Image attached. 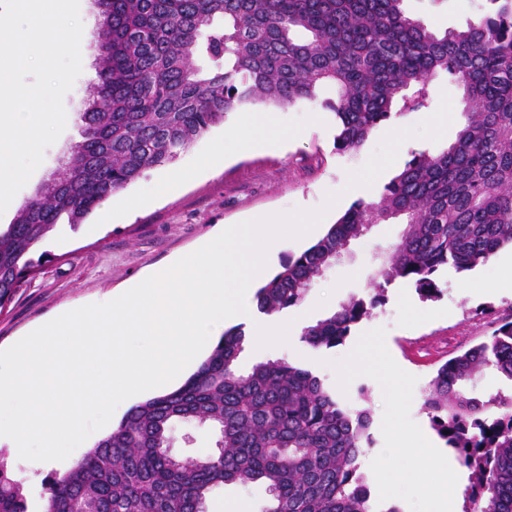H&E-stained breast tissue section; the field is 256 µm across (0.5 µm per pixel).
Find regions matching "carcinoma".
<instances>
[{
  "mask_svg": "<svg viewBox=\"0 0 512 512\" xmlns=\"http://www.w3.org/2000/svg\"><path fill=\"white\" fill-rule=\"evenodd\" d=\"M404 0H97V81L85 88L81 137L66 172L0 228V312L49 257L60 224L75 229L100 203L173 162L210 128L256 103L322 101L338 119L337 152L379 124L431 104L432 81L461 92L462 125L447 149L420 152L379 200L352 204L326 233L256 292L274 314L298 307L366 226L399 218L406 231L374 292L303 328L332 349L385 303L402 279L421 296L445 268L472 270L512 245V0L462 28L437 31ZM241 328L224 331L175 390L131 406L69 470L42 480L40 512H207L224 484L266 485L263 512H374L359 457L371 415L342 404L312 371L280 358L243 371ZM512 381V315L452 356L429 381L424 409L471 472L473 512H512V392L474 391L484 371ZM178 425L215 436L202 458L172 453ZM492 435H487V432ZM0 512H32L23 480L0 456Z\"/></svg>",
  "mask_w": 512,
  "mask_h": 512,
  "instance_id": "obj_1",
  "label": "carcinoma"
}]
</instances>
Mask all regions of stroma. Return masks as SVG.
<instances>
[{
    "mask_svg": "<svg viewBox=\"0 0 512 512\" xmlns=\"http://www.w3.org/2000/svg\"><path fill=\"white\" fill-rule=\"evenodd\" d=\"M404 8L411 17L442 31L478 19L489 5L487 0H405ZM85 51L82 71L64 97L71 120L0 215V225L13 222L23 201L61 170L80 139L83 90L95 76V40L87 41ZM423 118V113L411 112L396 123H382L358 150L339 153L334 148L337 119L319 105H249L230 114L224 125L210 129L175 161L149 170L114 193L111 211L97 209L75 230L57 226L44 245L49 261L0 313V350L67 312L110 302L157 266L202 247L224 227L296 207L316 209L327 192L342 191V198L315 229L302 238L281 242L272 259L273 265H280L285 257L299 254L320 238L356 201V192L345 189L347 174L365 163L392 126L413 127ZM246 123L251 135L264 141V148L244 150L232 137V130ZM208 153L223 154V163L197 169V158ZM184 170L190 173L187 180L157 193L159 184ZM403 230V225L390 222L372 225L367 234L351 241L341 262L313 286L300 309L280 312L278 320H291L301 312L312 322L350 297L369 293L381 257L390 256ZM491 281L502 285L503 293H489ZM439 288V298L426 300L405 281L388 284L385 305L336 348L316 351L295 336L262 352L245 348L239 357L245 369L260 360L288 358L324 379L343 403L370 412L373 445L361 458L360 469L368 475L382 512L392 506L399 512L424 508L422 498L414 493L397 499L390 495L391 489L401 487L407 465L398 454L396 435L409 432L444 447L423 408L426 386L440 364L491 336L495 321L512 313V248L502 247L487 264L472 270L442 271ZM383 357L402 371L401 393H393L380 374L378 362ZM98 439V434H91L67 459L50 465L20 459L9 449L4 455L36 500L48 472L68 470Z\"/></svg>",
    "mask_w": 512,
    "mask_h": 512,
    "instance_id": "stroma-1",
    "label": "stroma"
}]
</instances>
